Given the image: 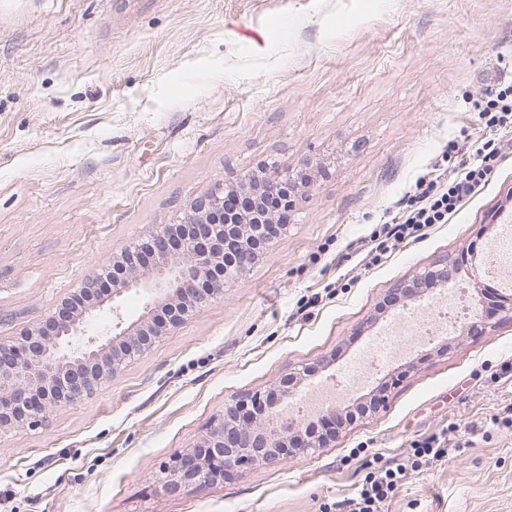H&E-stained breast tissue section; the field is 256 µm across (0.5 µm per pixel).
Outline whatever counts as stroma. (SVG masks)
Here are the masks:
<instances>
[{
  "instance_id": "1",
  "label": "stroma",
  "mask_w": 512,
  "mask_h": 512,
  "mask_svg": "<svg viewBox=\"0 0 512 512\" xmlns=\"http://www.w3.org/2000/svg\"><path fill=\"white\" fill-rule=\"evenodd\" d=\"M512 82V0H0V343L188 203L259 166L327 174L251 270L112 380L0 434V512H345L374 467L450 432L385 512H512V311L415 341L444 286L391 288L512 223V153L447 223L371 263L420 178L488 140ZM500 224L487 228L491 214ZM407 346L380 367L384 330ZM309 368L277 425L321 399L376 409L325 447L205 489L161 469L240 398ZM474 107H478V116L487 126L512 128V82L504 85L484 106L476 104Z\"/></svg>"
}]
</instances>
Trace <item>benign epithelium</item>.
I'll list each match as a JSON object with an SVG mask.
<instances>
[{
	"label": "benign epithelium",
	"mask_w": 512,
	"mask_h": 512,
	"mask_svg": "<svg viewBox=\"0 0 512 512\" xmlns=\"http://www.w3.org/2000/svg\"><path fill=\"white\" fill-rule=\"evenodd\" d=\"M288 185L303 198L308 186H300L291 172L266 168L243 177H233L211 193L193 200L187 228L191 235L172 249L167 232L152 236L156 260L149 266L129 265L112 280L109 300L76 313L58 312L46 321L23 330L10 344L0 345V432H8L46 417L51 411L91 396L112 379L127 359L150 348L162 334L153 330V318L162 308L194 313L205 298L223 294L224 285L244 275L256 262L253 242L269 239L270 228H281L265 198ZM244 190L254 198L253 209L241 213L228 203L227 193ZM212 240L219 253H233L224 267V277L211 283L205 296L195 284L212 264L214 256L199 248ZM135 292L144 299L139 316L129 321L121 313L119 300ZM482 303L500 311L512 309V293L482 296ZM244 403L225 408L223 418L203 435L195 447L178 456L164 469L163 486L186 485L205 488L215 477L245 463L278 464L281 449L301 429L274 425V411L265 409L251 419L236 423Z\"/></svg>",
	"instance_id": "7a95c632"
}]
</instances>
